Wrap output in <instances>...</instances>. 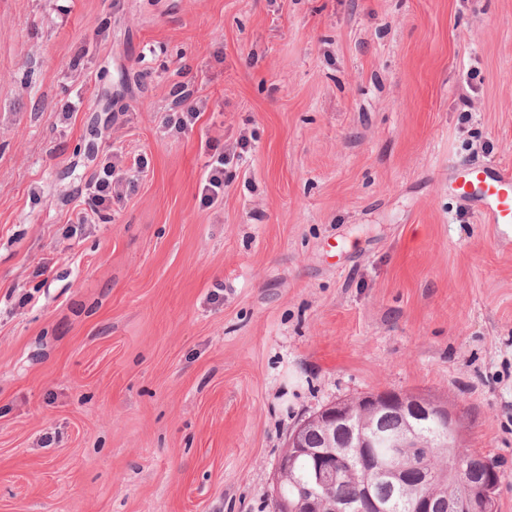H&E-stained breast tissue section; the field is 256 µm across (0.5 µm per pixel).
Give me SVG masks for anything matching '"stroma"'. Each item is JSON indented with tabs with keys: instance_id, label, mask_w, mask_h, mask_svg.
Listing matches in <instances>:
<instances>
[{
	"instance_id": "stroma-1",
	"label": "stroma",
	"mask_w": 512,
	"mask_h": 512,
	"mask_svg": "<svg viewBox=\"0 0 512 512\" xmlns=\"http://www.w3.org/2000/svg\"><path fill=\"white\" fill-rule=\"evenodd\" d=\"M183 88L207 107L162 133ZM474 161L512 166V0H0V512H274L289 433L381 390L456 406L512 512ZM242 159V153L212 155L204 163V175L200 182V202L211 207L224 196V167L233 160ZM119 162L108 161L86 184L89 204L96 212L110 210L112 199L121 201L125 188L131 187L132 182L118 173Z\"/></svg>"
}]
</instances>
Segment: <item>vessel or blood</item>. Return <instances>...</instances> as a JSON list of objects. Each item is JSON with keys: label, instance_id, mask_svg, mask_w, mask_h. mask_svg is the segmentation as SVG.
<instances>
[{"label": "vessel or blood", "instance_id": "obj_1", "mask_svg": "<svg viewBox=\"0 0 512 512\" xmlns=\"http://www.w3.org/2000/svg\"><path fill=\"white\" fill-rule=\"evenodd\" d=\"M457 196L467 200L484 221L512 232V167L474 163L463 172L451 173Z\"/></svg>", "mask_w": 512, "mask_h": 512}]
</instances>
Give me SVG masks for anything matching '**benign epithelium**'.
I'll return each instance as SVG.
<instances>
[{
  "label": "benign epithelium",
  "mask_w": 512,
  "mask_h": 512,
  "mask_svg": "<svg viewBox=\"0 0 512 512\" xmlns=\"http://www.w3.org/2000/svg\"><path fill=\"white\" fill-rule=\"evenodd\" d=\"M383 414H396L402 419L400 431L391 435L392 452L384 462L377 460L372 452L377 419ZM421 418L437 422L439 435L451 446L460 441L461 425L455 409L445 399L420 393L392 390L366 393L321 408L288 435L278 461L274 486L277 512H388L390 504L374 499L368 490L360 505L338 504L330 497L331 489L345 475L343 454L336 451V430L346 433L351 447L364 449V463L369 472L394 486H401L409 477V466L405 463L407 449L419 447ZM312 431L320 439V446L316 448L308 444V434ZM302 456L310 461V475L305 481L295 477L296 461ZM476 478L484 510L491 512L500 473L489 468ZM289 482L298 491L295 499L288 497L286 484Z\"/></svg>",
  "instance_id": "7a95c632"
}]
</instances>
